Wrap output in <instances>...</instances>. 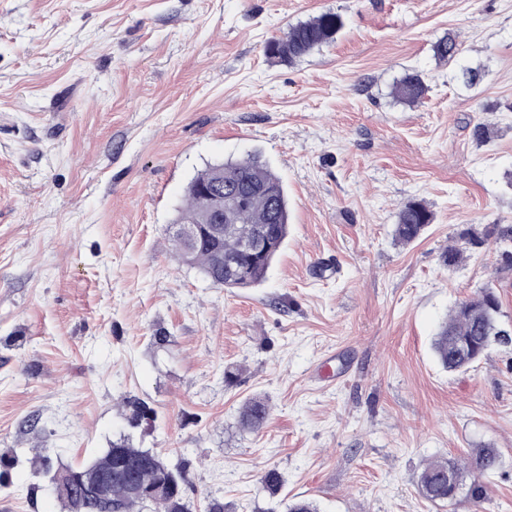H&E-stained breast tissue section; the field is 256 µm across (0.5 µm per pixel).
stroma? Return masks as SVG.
<instances>
[{
  "label": "stroma",
  "mask_w": 512,
  "mask_h": 512,
  "mask_svg": "<svg viewBox=\"0 0 512 512\" xmlns=\"http://www.w3.org/2000/svg\"><path fill=\"white\" fill-rule=\"evenodd\" d=\"M327 11L333 43L267 58ZM411 71L428 91L407 105ZM256 151L288 238L261 284L226 289L167 227L206 164ZM414 199L433 221L404 245ZM493 225H512V0H0V512H66L46 467L127 433L188 460L193 512H256L273 467L282 499L320 512H445L418 490L424 464L482 446L501 455L486 512H512V347L455 373L431 349L486 285L512 332L493 242L443 263ZM257 394L268 419L241 433ZM127 398L150 422L130 428ZM426 85L418 72H408L395 87V96L404 103L419 101L426 92ZM433 215L429 207L422 201H409L399 210L395 224V239L402 244H410L417 240L428 224L432 223ZM495 231L485 230L484 232H478L476 229L467 228L464 229L458 235L457 246L449 247L443 255V262L448 267L458 266L464 258V253L471 247L484 244L491 235H494ZM284 484L282 474L275 468L269 469L261 477L255 491V499L268 498L273 501L279 494Z\"/></svg>",
  "instance_id": "obj_1"
}]
</instances>
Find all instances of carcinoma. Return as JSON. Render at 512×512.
Segmentation results:
<instances>
[{
    "label": "carcinoma",
    "mask_w": 512,
    "mask_h": 512,
    "mask_svg": "<svg viewBox=\"0 0 512 512\" xmlns=\"http://www.w3.org/2000/svg\"><path fill=\"white\" fill-rule=\"evenodd\" d=\"M343 27L340 15L322 13L299 22L282 31L265 45L266 56L275 62H292L309 54L316 48L334 41ZM458 45L452 37L437 42L435 55L441 61L456 56ZM426 92L423 78L417 72L406 73L395 87V96L404 103L419 101ZM216 187L230 201L224 211V236L199 242L192 254H187L180 237H174L180 259L198 267L210 281H220L226 288H248L260 284L280 252L288 237V199L283 183L257 156L237 161L209 164L197 173L186 186L187 207L174 219L176 224H200L212 215L213 201L202 191L204 187ZM433 215L422 201H409L399 210L395 224V239L402 244L417 240ZM263 235L265 248L254 257L242 253L243 241ZM495 243L505 248L501 258L512 267V227L497 232H479L467 228L458 235V245L448 248L443 262L449 267L459 265L467 249L484 244L491 235ZM501 304L491 287H482L474 295L454 304L446 319L436 332L433 351L444 369L449 372L466 370L479 361L494 344L512 346V334L502 335L498 327ZM270 413L269 401L264 396H253L239 411V425L245 432L260 430ZM120 449L127 458L123 472H112V500L84 497V512H173L169 500L157 498L147 504L129 493L127 484L138 482L148 485L161 478L164 469L170 468L181 477L183 486H188L189 462L185 458L172 461L150 449L134 446L130 439L112 442L105 454L91 462V466L108 470L111 468L112 449ZM500 463L496 448H476L461 465L457 460L436 459L426 463L422 469L418 488L430 503L451 506V512H485L487 499L485 487L474 483L466 495L448 482V473L463 478L464 471L483 475L495 470ZM284 484L282 474L275 468L265 472L255 491V498L274 500Z\"/></svg>",
    "instance_id": "1"
}]
</instances>
